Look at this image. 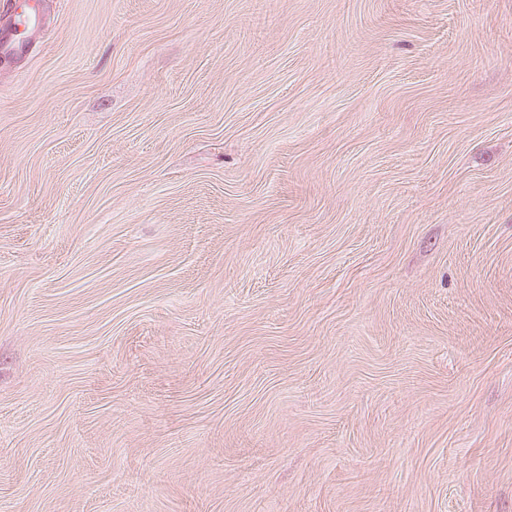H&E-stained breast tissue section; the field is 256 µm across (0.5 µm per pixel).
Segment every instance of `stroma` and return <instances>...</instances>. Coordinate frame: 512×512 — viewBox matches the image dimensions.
<instances>
[{
	"label": "stroma",
	"instance_id": "stroma-1",
	"mask_svg": "<svg viewBox=\"0 0 512 512\" xmlns=\"http://www.w3.org/2000/svg\"><path fill=\"white\" fill-rule=\"evenodd\" d=\"M0 512H512V0H13Z\"/></svg>",
	"mask_w": 512,
	"mask_h": 512
}]
</instances>
